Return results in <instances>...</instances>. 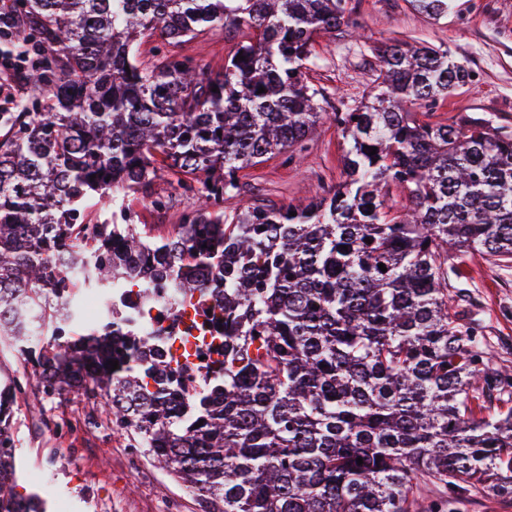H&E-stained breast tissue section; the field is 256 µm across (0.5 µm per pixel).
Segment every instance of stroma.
Returning a JSON list of instances; mask_svg holds the SVG:
<instances>
[{
	"mask_svg": "<svg viewBox=\"0 0 512 512\" xmlns=\"http://www.w3.org/2000/svg\"><path fill=\"white\" fill-rule=\"evenodd\" d=\"M359 36L317 34L306 77L320 90L325 113L305 142L301 161L281 153L239 174L242 191L225 198L231 214L245 203L282 208L307 204L342 180L347 143L331 112L364 101L380 73L376 45L389 40L433 44L468 60L471 77L439 98L428 119L444 123L459 115L512 130V0H451L446 15L433 20L411 0H351ZM254 32L243 26L213 28L180 46L182 54L219 69ZM165 207L151 195L128 199L134 221L157 236L171 232L194 210L193 193L155 181ZM449 288L465 290L471 311L495 347V366L512 369V264L498 266L477 253L465 254ZM10 424L17 440L19 493H39L47 512H201L181 481L144 453L130 454L128 439L111 415L81 393L45 398L28 389L17 395Z\"/></svg>",
	"mask_w": 512,
	"mask_h": 512,
	"instance_id": "1",
	"label": "stroma"
}]
</instances>
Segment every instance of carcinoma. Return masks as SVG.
Instances as JSON below:
<instances>
[{
    "label": "carcinoma",
    "mask_w": 512,
    "mask_h": 512,
    "mask_svg": "<svg viewBox=\"0 0 512 512\" xmlns=\"http://www.w3.org/2000/svg\"><path fill=\"white\" fill-rule=\"evenodd\" d=\"M347 2L4 5L0 56L33 91L0 113V338L33 369L0 388V512L44 509L15 490L3 409L33 381L45 396L103 401L129 447L182 480L202 512L512 502V371L493 365L464 290L448 295V247L512 261V132L415 112L467 82L468 66L425 45L376 48L374 91L331 115L349 143L344 179L303 207L224 214L240 171L304 150L320 117L305 74L312 39L358 27ZM414 3L432 18L448 11V0ZM228 25L257 37L219 71L169 50L140 59L146 37L178 45ZM161 174L201 202L166 237L133 223L126 204ZM106 203L112 221L90 220ZM160 283L173 310L196 298L224 313L199 388L127 316L129 288L147 301ZM84 290L110 297L112 312L75 338L68 304ZM428 480L447 497L419 502Z\"/></svg>",
    "instance_id": "1"
}]
</instances>
